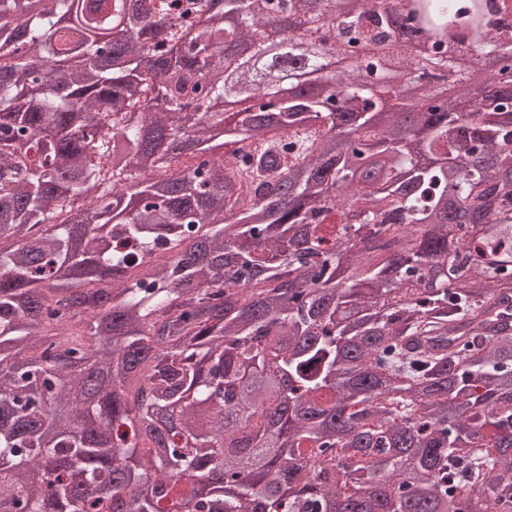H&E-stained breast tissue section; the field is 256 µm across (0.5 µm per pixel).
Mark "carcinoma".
I'll use <instances>...</instances> for the list:
<instances>
[{"mask_svg": "<svg viewBox=\"0 0 512 512\" xmlns=\"http://www.w3.org/2000/svg\"><path fill=\"white\" fill-rule=\"evenodd\" d=\"M47 2L0 0V512H512V333L458 332L512 300V88L374 112L314 55L333 92L275 98L336 0ZM391 26L338 33L388 85L454 67ZM227 76L261 100L233 124Z\"/></svg>", "mask_w": 512, "mask_h": 512, "instance_id": "obj_1", "label": "carcinoma"}]
</instances>
